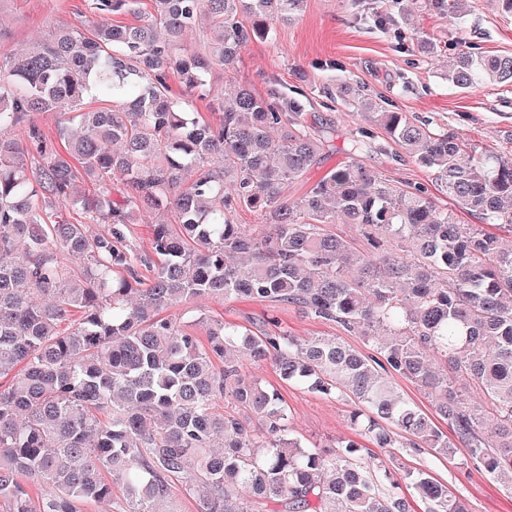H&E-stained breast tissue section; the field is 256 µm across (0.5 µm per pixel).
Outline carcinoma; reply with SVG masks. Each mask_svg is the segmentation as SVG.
<instances>
[{
    "mask_svg": "<svg viewBox=\"0 0 512 512\" xmlns=\"http://www.w3.org/2000/svg\"><path fill=\"white\" fill-rule=\"evenodd\" d=\"M306 0H89L88 26L54 29L9 66L0 60V512H165L175 491L198 512H468L430 464L363 462L378 448L447 458L512 491V152L389 110L338 79L333 101L363 104L453 204L423 185L384 181L349 140L351 160L295 202L284 188L316 164L335 129L296 97L247 87L192 111L207 77ZM460 30L467 0H423ZM130 12L135 25H115ZM205 24L210 39L185 43ZM177 75L183 92L169 85ZM461 89L512 83V55L463 51ZM108 105L84 107L88 97ZM39 112L65 115L47 136ZM122 184L112 198L113 181ZM150 224L149 249L136 217ZM247 209L263 224L234 223ZM82 221L70 222L71 213ZM353 224L363 251L328 230ZM196 299L288 304L362 337L303 339L274 320L259 332L204 313L205 341L169 310ZM280 378L353 401L355 438L298 437ZM418 386L445 434L395 391Z\"/></svg>",
    "mask_w": 512,
    "mask_h": 512,
    "instance_id": "1",
    "label": "carcinoma"
}]
</instances>
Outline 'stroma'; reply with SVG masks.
<instances>
[{"instance_id": "stroma-1", "label": "stroma", "mask_w": 512, "mask_h": 512, "mask_svg": "<svg viewBox=\"0 0 512 512\" xmlns=\"http://www.w3.org/2000/svg\"><path fill=\"white\" fill-rule=\"evenodd\" d=\"M471 24L457 32L442 15L424 11L419 0H307L293 23L277 24L269 39L242 47L231 74L214 72L212 86L229 92L249 86L260 97L270 89L300 93L310 119L334 126L336 137L324 148L317 166L287 188L289 200L301 198L307 187L343 165L346 143L359 130L385 140L384 130L361 107L339 102L325 106L324 91L340 77L364 86L367 94L388 108L454 129L465 139L499 151L512 150V86L484 84L469 89L449 85V58L470 49L512 55V17L502 16L494 0H470ZM87 0H0V59L19 57L33 42L57 27L87 23ZM425 34L438 46L435 57L420 55L410 40ZM402 149L367 152L363 162L389 183L431 186L427 170L402 159ZM197 309L214 318L257 331L276 320L289 333L307 338L335 336L338 328L307 317L292 307L272 308L251 301H200ZM249 373L277 387L286 402L295 433L313 443L351 436L346 398H323L280 379L271 363L252 365ZM464 449L439 458L432 474L448 483L465 500L469 512H512V492L477 472H467Z\"/></svg>"}]
</instances>
